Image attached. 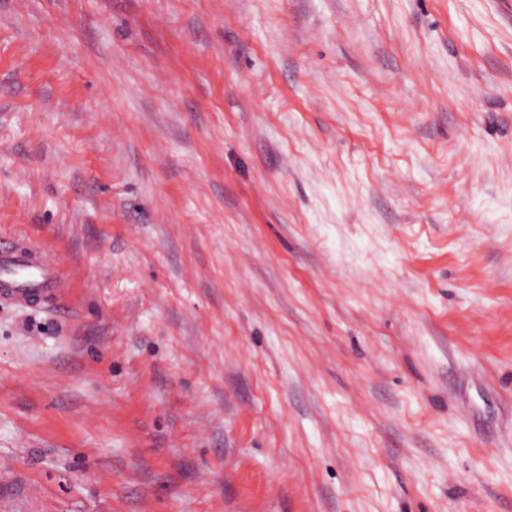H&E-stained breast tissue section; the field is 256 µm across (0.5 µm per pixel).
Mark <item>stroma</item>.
Instances as JSON below:
<instances>
[{"instance_id":"1","label":"stroma","mask_w":512,"mask_h":512,"mask_svg":"<svg viewBox=\"0 0 512 512\" xmlns=\"http://www.w3.org/2000/svg\"><path fill=\"white\" fill-rule=\"evenodd\" d=\"M0 512H512V0H0ZM62 274L53 259L38 248L20 249L0 238V297L15 302H34L60 287Z\"/></svg>"}]
</instances>
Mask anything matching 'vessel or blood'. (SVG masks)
I'll list each match as a JSON object with an SVG mask.
<instances>
[{
	"mask_svg": "<svg viewBox=\"0 0 512 512\" xmlns=\"http://www.w3.org/2000/svg\"><path fill=\"white\" fill-rule=\"evenodd\" d=\"M62 274L53 259L38 248H18L0 238V298L27 302L56 288Z\"/></svg>",
	"mask_w": 512,
	"mask_h": 512,
	"instance_id": "1",
	"label": "vessel or blood"
}]
</instances>
